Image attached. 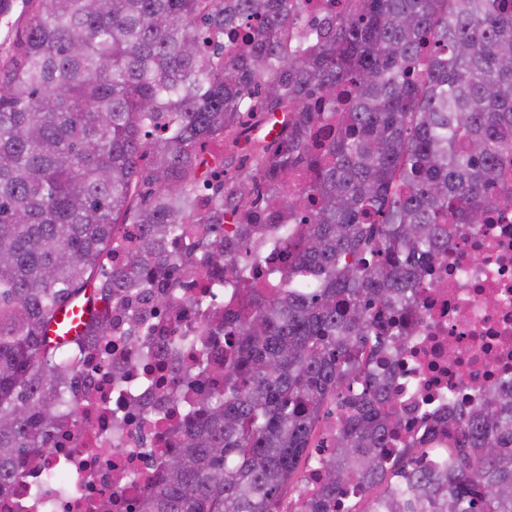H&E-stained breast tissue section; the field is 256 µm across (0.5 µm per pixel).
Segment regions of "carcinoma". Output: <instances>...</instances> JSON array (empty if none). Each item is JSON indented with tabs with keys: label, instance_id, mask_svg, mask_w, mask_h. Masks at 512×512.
<instances>
[{
	"label": "carcinoma",
	"instance_id": "1",
	"mask_svg": "<svg viewBox=\"0 0 512 512\" xmlns=\"http://www.w3.org/2000/svg\"><path fill=\"white\" fill-rule=\"evenodd\" d=\"M36 2L0 64V495L75 414L74 349L112 335L113 301L164 300L179 321L165 279L202 272L240 299L208 315L235 344L186 368V384L221 385L184 407L176 451L132 512H277L333 397L349 419L298 512H326L355 481L370 492L361 512H512V390L481 391L444 451L404 449L390 488L394 392L369 367L423 263L490 220L512 153V0H350L297 53L310 0ZM246 112L277 133L249 142L252 172L200 209L201 152L238 151ZM302 169L299 213L288 183ZM126 224L139 244L114 265ZM187 224L224 236L181 263ZM288 234L294 260L267 269L279 286L258 285L263 247ZM78 295L96 315L50 342Z\"/></svg>",
	"mask_w": 512,
	"mask_h": 512
}]
</instances>
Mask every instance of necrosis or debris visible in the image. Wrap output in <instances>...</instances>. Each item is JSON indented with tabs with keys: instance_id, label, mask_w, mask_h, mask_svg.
<instances>
[{
	"instance_id": "necrosis-or-debris-1",
	"label": "necrosis or debris",
	"mask_w": 512,
	"mask_h": 512,
	"mask_svg": "<svg viewBox=\"0 0 512 512\" xmlns=\"http://www.w3.org/2000/svg\"><path fill=\"white\" fill-rule=\"evenodd\" d=\"M493 197L496 219L450 237L423 265L419 305L397 322L400 350L373 358L391 372L398 418L385 466L405 448L447 447L450 433L434 420L469 408L484 388L512 386V165ZM150 320L146 345L129 330L126 304L113 308L111 349L79 354L76 425L25 462L0 512H89L98 500L132 503L149 492L174 444L173 382L197 350L171 352L165 312L151 309ZM132 398L139 409L130 415Z\"/></svg>"
}]
</instances>
